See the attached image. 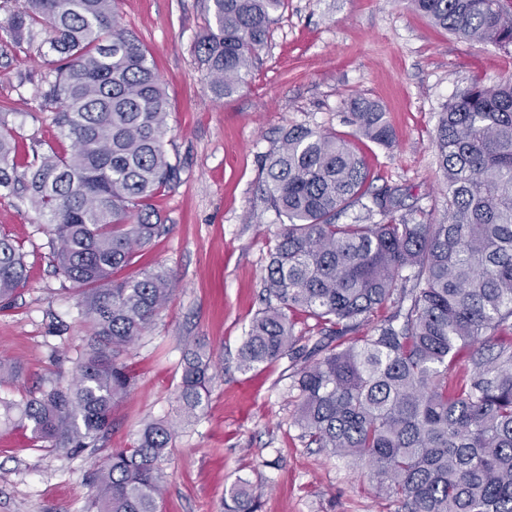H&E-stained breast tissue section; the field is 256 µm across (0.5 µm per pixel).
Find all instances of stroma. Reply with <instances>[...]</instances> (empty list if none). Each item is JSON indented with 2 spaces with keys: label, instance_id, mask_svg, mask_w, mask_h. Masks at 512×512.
<instances>
[{
  "label": "stroma",
  "instance_id": "1",
  "mask_svg": "<svg viewBox=\"0 0 512 512\" xmlns=\"http://www.w3.org/2000/svg\"><path fill=\"white\" fill-rule=\"evenodd\" d=\"M207 0H117L121 25L157 62L170 131L165 150L180 180L151 201L166 226L129 274L164 267L173 295L128 354L130 394L97 447L72 455L35 446L18 412L0 408V512H82L94 495L88 474L113 449L132 447L141 422L175 416L188 341L203 342L217 378L204 414L185 426L163 464L161 512H222L224 490L248 480L258 512H394L359 466L307 444L292 423V363L250 371L238 351L261 309L263 276L279 223L261 171L294 127L331 130L351 142L370 171L369 191L398 187L418 220L441 218L448 197L435 135L444 104L472 82L512 79V47L457 38L405 0H288L245 83L215 96L196 46L208 26ZM49 36L14 45L0 31V109L24 150L52 140V114L33 87ZM381 103L391 146L372 143L349 122V103ZM0 233L26 255L29 276L0 310V359L18 363L0 398L22 403L68 384L90 338L74 284L57 275L51 234L27 206L0 195Z\"/></svg>",
  "mask_w": 512,
  "mask_h": 512
}]
</instances>
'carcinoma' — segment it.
Segmentation results:
<instances>
[{
  "label": "carcinoma",
  "instance_id": "1",
  "mask_svg": "<svg viewBox=\"0 0 512 512\" xmlns=\"http://www.w3.org/2000/svg\"><path fill=\"white\" fill-rule=\"evenodd\" d=\"M409 2L461 39L512 45V0ZM287 5L209 0L199 52L215 95L244 84ZM0 27L16 45L52 34L55 58L34 94L53 112L55 142L18 161L1 112L0 191L55 235L57 269L81 291L92 336L74 381L27 400L20 423L34 442L78 454L110 428L132 388L124 356L174 291L161 267L114 280L164 231L149 201L179 181L164 149L167 95L115 0H23ZM350 109L360 135L392 143L378 104L355 98ZM62 139L70 149L56 146ZM435 148L448 187L441 219L391 218L401 189L387 187L363 205L385 221L340 224L367 195L363 158L332 131H288L262 170L283 224L238 368L290 358L301 437L366 468L397 512H512V81L474 82L450 100ZM26 276L19 247L1 235V304ZM388 303L395 311L374 320ZM296 312L315 321L310 346L294 333ZM208 359L201 344L184 351L179 413L145 421L133 447L93 469L84 512H160L167 448L203 414L216 379ZM224 512H257L247 481L225 490Z\"/></svg>",
  "mask_w": 512,
  "mask_h": 512
}]
</instances>
